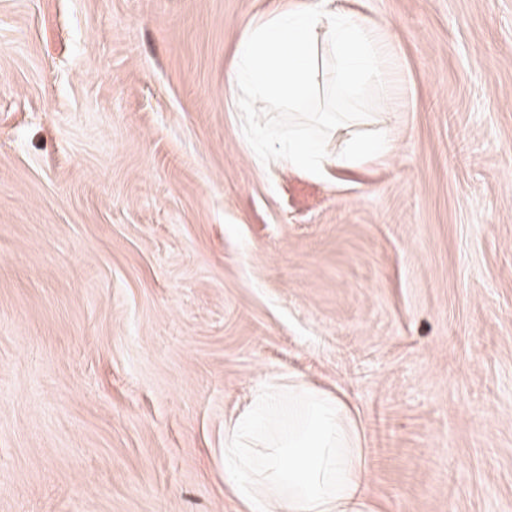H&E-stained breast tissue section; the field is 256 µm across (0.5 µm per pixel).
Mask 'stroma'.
<instances>
[{
    "label": "stroma",
    "mask_w": 512,
    "mask_h": 512,
    "mask_svg": "<svg viewBox=\"0 0 512 512\" xmlns=\"http://www.w3.org/2000/svg\"><path fill=\"white\" fill-rule=\"evenodd\" d=\"M320 0H0V512H245L224 426L342 389L385 512H512V0H334L385 48L316 179L249 145L248 23Z\"/></svg>",
    "instance_id": "35a3bbf8"
}]
</instances>
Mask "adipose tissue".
Listing matches in <instances>:
<instances>
[{
	"label": "adipose tissue",
	"mask_w": 512,
	"mask_h": 512,
	"mask_svg": "<svg viewBox=\"0 0 512 512\" xmlns=\"http://www.w3.org/2000/svg\"><path fill=\"white\" fill-rule=\"evenodd\" d=\"M384 48L374 33L341 9H275L249 24L232 62L233 93L256 105L295 110L323 85L357 105L364 81L383 79ZM343 154L319 141L267 126L259 138L277 143L289 168L314 177L395 148L388 130L361 139L350 121L326 115ZM224 483L246 512H384L371 487L362 432L340 395L292 381L258 391L224 437Z\"/></svg>",
	"instance_id": "adipose-tissue-1"
}]
</instances>
